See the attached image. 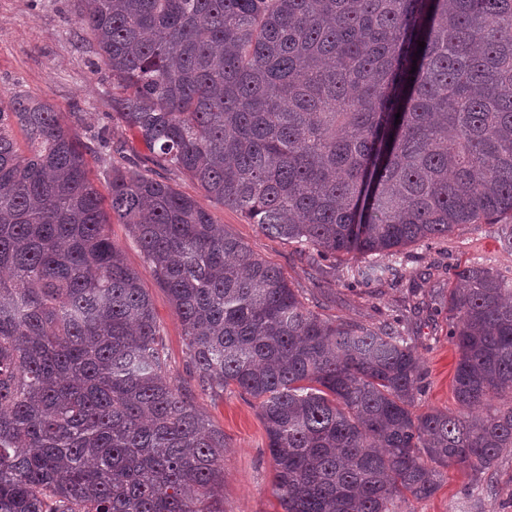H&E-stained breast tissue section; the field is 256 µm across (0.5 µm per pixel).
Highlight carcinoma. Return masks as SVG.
<instances>
[{"mask_svg": "<svg viewBox=\"0 0 512 512\" xmlns=\"http://www.w3.org/2000/svg\"><path fill=\"white\" fill-rule=\"evenodd\" d=\"M80 2L115 119L153 166L310 266L350 255L347 283L398 284L402 249L482 221L505 222L512 250V0ZM124 159L106 129L88 145L52 105L0 100V512H224V433L166 378L114 219L167 292L201 390L258 404L283 512H398L448 465L479 480L512 451V405L493 404L512 394V276L475 261L437 291L461 411L418 413L403 319L323 318Z\"/></svg>", "mask_w": 512, "mask_h": 512, "instance_id": "1", "label": "carcinoma"}]
</instances>
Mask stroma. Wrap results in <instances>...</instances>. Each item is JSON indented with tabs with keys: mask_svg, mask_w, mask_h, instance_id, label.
<instances>
[{
	"mask_svg": "<svg viewBox=\"0 0 512 512\" xmlns=\"http://www.w3.org/2000/svg\"><path fill=\"white\" fill-rule=\"evenodd\" d=\"M79 6V0H0V96L22 95L52 104L64 116H77L75 131L87 143L100 129L109 128L113 142L133 143L128 165L150 168L149 151L134 143L128 129L112 122L118 92L108 70L86 49L73 23ZM163 178L182 193L204 201L215 223L280 268L302 295L317 296L321 314L329 319L366 325L378 322L393 307L427 300L430 290L445 287L447 267L475 259L512 275V252L501 244L499 225L466 224L448 237L406 249L408 271L434 268L439 273L438 280L418 281L417 293H410L405 285L349 288L335 269L311 268L297 257L294 245L265 235L239 211L207 200L201 187L187 176L167 172ZM111 231L152 299L163 329L169 377L190 395L210 424L224 433V512H279L272 494L274 467L255 401L232 388L220 397L201 391L181 325L151 266L125 225L112 224ZM412 327L428 371V385L417 400L418 411H458L452 390L457 353L448 341L447 314L420 312L413 316ZM477 501L482 512H512V452L504 454L497 468L478 482L469 470L449 465L442 471L438 492L427 499L410 500L407 507L409 512H466Z\"/></svg>",
	"mask_w": 512,
	"mask_h": 512,
	"instance_id": "stroma-1",
	"label": "stroma"
}]
</instances>
